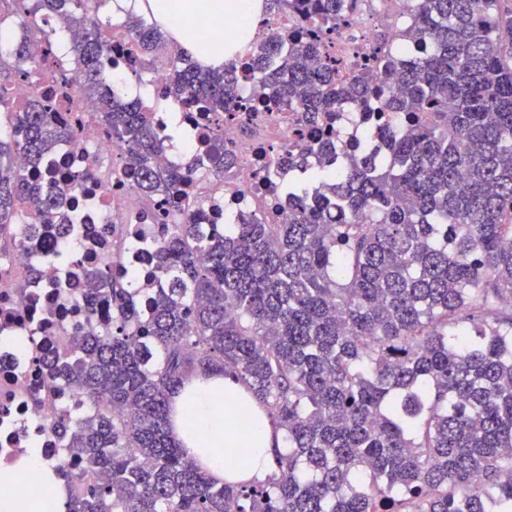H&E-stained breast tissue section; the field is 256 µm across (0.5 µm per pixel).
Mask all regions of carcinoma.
Instances as JSON below:
<instances>
[{
	"label": "carcinoma",
	"mask_w": 512,
	"mask_h": 512,
	"mask_svg": "<svg viewBox=\"0 0 512 512\" xmlns=\"http://www.w3.org/2000/svg\"><path fill=\"white\" fill-rule=\"evenodd\" d=\"M512 0H415L420 43L347 83L318 40L275 35L259 47L265 107L311 121L347 99L380 100L370 141L332 173L287 156L288 217H231L206 237L185 210L156 245L167 273L149 299L104 269L93 293L110 307L53 362L75 403L53 413L70 468L57 471L66 512H512ZM82 32L70 46L84 93L138 165L139 194L177 197L184 175L155 155L167 137L137 103L108 90L104 0H19ZM355 0H318L336 28ZM141 56L168 46L157 22L127 17ZM26 48L0 52L21 73ZM170 94L238 112L237 61L206 69L182 50ZM0 135V233L66 224L65 190L43 198L27 171L65 131L34 99ZM33 210L21 219V205ZM240 384L274 431L275 472L221 482L170 434L171 397L196 372ZM107 401L110 406L102 407Z\"/></svg>",
	"instance_id": "1"
}]
</instances>
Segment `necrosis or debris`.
<instances>
[{
  "label": "necrosis or debris",
  "instance_id": "1",
  "mask_svg": "<svg viewBox=\"0 0 512 512\" xmlns=\"http://www.w3.org/2000/svg\"><path fill=\"white\" fill-rule=\"evenodd\" d=\"M383 18L389 22L391 42H415L407 0H357L350 21L320 44L336 60L341 78L353 77L370 64L371 28ZM0 30L10 31L28 48L24 73L9 88L12 111H21L31 97H38L66 132L47 165L31 170L32 180L48 195L62 175L84 174L73 191L71 223L35 225L23 248L0 251V464L36 445L43 465L62 468L70 460L49 415L71 406L73 395L65 386L49 385L45 362L66 353L92 315L81 274L110 264L133 287L150 286L155 281L152 245L175 218L169 197L145 203L133 190L137 167L116 147L95 105L84 96L55 46L49 21L23 27L0 11ZM105 45L112 93L121 98L122 76L138 69L135 44L123 21L110 23ZM170 71L169 59L158 55L148 82L160 106L149 117L158 131H165L166 108L177 105L193 143L179 154L162 149L157 159L184 170L183 198L194 223L211 235L223 232L231 215L280 223L288 212V197L267 180L276 162L299 147L323 142L343 151L368 131L365 113L346 103L317 123L304 122L291 109L206 112L191 100L176 102L168 96ZM227 152L237 161L230 180L223 177Z\"/></svg>",
  "mask_w": 512,
  "mask_h": 512
}]
</instances>
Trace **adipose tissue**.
<instances>
[{
    "mask_svg": "<svg viewBox=\"0 0 512 512\" xmlns=\"http://www.w3.org/2000/svg\"><path fill=\"white\" fill-rule=\"evenodd\" d=\"M113 17L134 12L154 17L170 38L208 68L232 59L236 40L203 41L192 24L214 19H237L238 34L254 31L266 10V0H112ZM241 387L220 373L197 374L173 399L172 434L183 453L201 463L214 478L224 480L236 471L262 480L274 466L273 429L255 422V409L243 408ZM56 484L51 469L38 463L29 449L14 464L0 466V512H43L40 488Z\"/></svg>",
    "mask_w": 512,
    "mask_h": 512,
    "instance_id": "ef3b65f1",
    "label": "adipose tissue"
}]
</instances>
